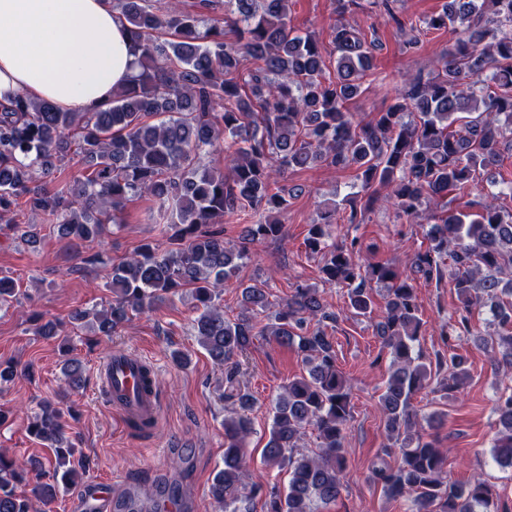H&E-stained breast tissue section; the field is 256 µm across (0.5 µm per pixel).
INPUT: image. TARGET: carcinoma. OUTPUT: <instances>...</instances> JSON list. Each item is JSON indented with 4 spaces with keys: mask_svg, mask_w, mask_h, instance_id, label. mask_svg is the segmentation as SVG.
Instances as JSON below:
<instances>
[{
    "mask_svg": "<svg viewBox=\"0 0 512 512\" xmlns=\"http://www.w3.org/2000/svg\"><path fill=\"white\" fill-rule=\"evenodd\" d=\"M217 4L224 6L222 18L188 11L177 0L163 11L151 0H112L142 55L138 78L117 90L109 107L64 112L19 96L0 110V224L36 248L37 225L17 221L23 202L48 216L72 249L98 242L100 250L77 257L106 272L112 300L71 316L96 334L110 336L129 315L190 290L195 336L224 367L233 404L224 416V466L210 485L211 499L222 512H252L250 504L262 496L267 512H321L343 488L352 398L324 330L336 314L327 311L317 289L299 286L258 330L255 313L270 306L266 291L255 284L242 288L241 311L233 320L224 316L221 292L250 259V248L281 237L279 216L288 199L271 186L288 171L318 164L354 170L360 192L349 199V224L357 221L359 200L368 211L382 199L406 216L434 206L435 223L426 230L431 246L407 270L362 263L355 237L336 243L334 203L310 225L306 247L322 255L323 281L347 288L356 316L373 312L370 282L386 286V313L377 329L391 371L380 409L388 437L401 448L395 468L374 471L386 496L407 499L409 512H498L485 482L459 486L445 480V456L417 430L411 400L433 377L415 351L421 318L412 281L418 274L441 279L445 260H451L458 306L442 336L449 341L472 334L473 310L487 307L491 349L512 368V212L492 202L475 214L448 209V193L463 189L477 170L496 165L503 146L512 148V0H446L424 20L429 30L459 34L441 73L417 80L401 100L366 122L355 121L348 108L364 92L372 68L362 30L342 22L333 27L336 79L327 80L319 40L292 30L288 0H199L202 10ZM226 24L235 28L233 41L225 38ZM218 150L224 151L226 171L217 173L201 157ZM72 155L82 165L78 179L48 187L47 179ZM143 196L165 210L175 228L173 247L161 251L147 241L111 264L104 259L110 227L119 226L126 205ZM246 207L255 221L241 243L231 245L216 225ZM16 296L14 279L0 276V306ZM37 321L41 336L64 333L58 321ZM258 336L297 348L308 366L271 405L262 462L288 470L284 494L247 481L255 399L237 376L240 358ZM72 351L64 338L61 370L76 390L83 367L70 358ZM448 371L441 390L451 394L468 371L455 356ZM495 411L493 453L512 466V393L497 400ZM308 427L317 446L301 453ZM26 430L49 453L22 461L0 451V512H38L90 470L87 459L78 469L71 465L77 448L54 404L40 403Z\"/></svg>",
    "mask_w": 512,
    "mask_h": 512,
    "instance_id": "1",
    "label": "carcinoma"
}]
</instances>
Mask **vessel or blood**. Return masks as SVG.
<instances>
[{
    "instance_id": "b4317fda",
    "label": "vessel or blood",
    "mask_w": 512,
    "mask_h": 512,
    "mask_svg": "<svg viewBox=\"0 0 512 512\" xmlns=\"http://www.w3.org/2000/svg\"><path fill=\"white\" fill-rule=\"evenodd\" d=\"M142 366V359L131 355L108 360L103 366V389L122 417L137 415L155 422L162 402L157 390H142ZM112 507V483L108 480L90 482L72 502L74 512H112Z\"/></svg>"
}]
</instances>
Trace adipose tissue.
I'll return each instance as SVG.
<instances>
[{"label": "adipose tissue", "instance_id": "1", "mask_svg": "<svg viewBox=\"0 0 512 512\" xmlns=\"http://www.w3.org/2000/svg\"><path fill=\"white\" fill-rule=\"evenodd\" d=\"M109 0H0V105L19 95L93 112L139 72Z\"/></svg>", "mask_w": 512, "mask_h": 512}]
</instances>
